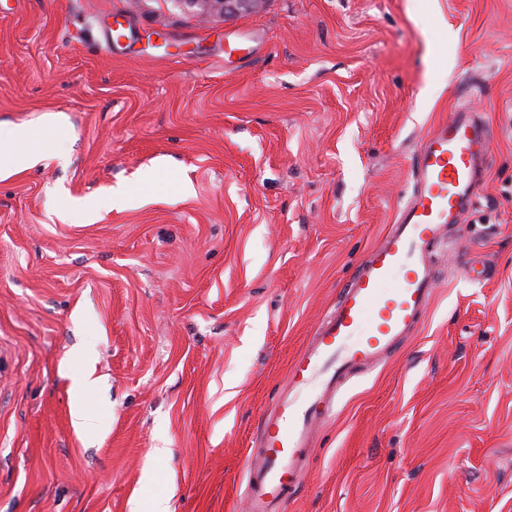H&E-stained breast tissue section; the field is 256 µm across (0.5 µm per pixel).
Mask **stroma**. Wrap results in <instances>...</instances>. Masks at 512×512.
<instances>
[{
    "label": "stroma",
    "instance_id": "stroma-1",
    "mask_svg": "<svg viewBox=\"0 0 512 512\" xmlns=\"http://www.w3.org/2000/svg\"><path fill=\"white\" fill-rule=\"evenodd\" d=\"M459 104L495 133L479 203L434 252L423 324L344 386L281 512H512V0H268L226 22L0 0V129L43 155L0 180V512H249L263 413ZM118 184L131 204L86 221Z\"/></svg>",
    "mask_w": 512,
    "mask_h": 512
}]
</instances>
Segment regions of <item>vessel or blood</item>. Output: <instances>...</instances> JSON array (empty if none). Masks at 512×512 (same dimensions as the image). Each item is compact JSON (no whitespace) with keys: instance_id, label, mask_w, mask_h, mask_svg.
Wrapping results in <instances>:
<instances>
[{"instance_id":"obj_1","label":"vessel or blood","mask_w":512,"mask_h":512,"mask_svg":"<svg viewBox=\"0 0 512 512\" xmlns=\"http://www.w3.org/2000/svg\"><path fill=\"white\" fill-rule=\"evenodd\" d=\"M492 155L489 126L467 107L420 139L411 190L389 232L355 267L262 418L260 441L245 461L251 512H278L299 487L313 437L339 390L396 353L423 323L434 292L433 250L474 207Z\"/></svg>"}]
</instances>
